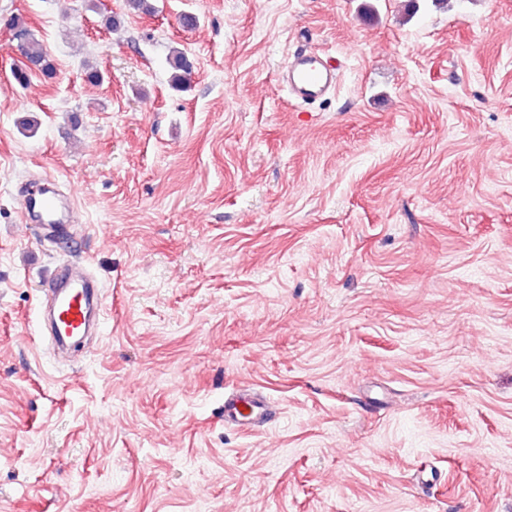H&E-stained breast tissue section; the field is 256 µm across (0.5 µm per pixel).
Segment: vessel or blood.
I'll list each match as a JSON object with an SVG mask.
<instances>
[{
    "instance_id": "1",
    "label": "vessel or blood",
    "mask_w": 512,
    "mask_h": 512,
    "mask_svg": "<svg viewBox=\"0 0 512 512\" xmlns=\"http://www.w3.org/2000/svg\"><path fill=\"white\" fill-rule=\"evenodd\" d=\"M278 81L295 99H315L335 88L336 71L315 54L303 53L279 75ZM22 209L34 213L42 225H66L77 220L76 212L62 208L51 192L25 195ZM44 295L52 304L51 334L56 343L87 335L98 326L102 299L93 278L82 266H75L67 278H51ZM271 416L264 398L238 391L224 399V420L238 429H251Z\"/></svg>"
}]
</instances>
